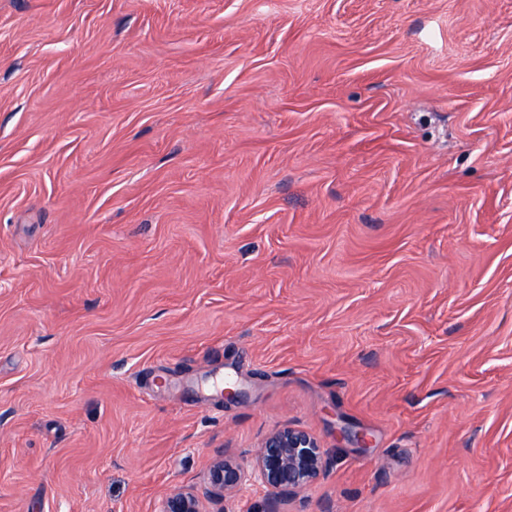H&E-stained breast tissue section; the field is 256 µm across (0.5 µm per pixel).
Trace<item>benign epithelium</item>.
<instances>
[{"mask_svg":"<svg viewBox=\"0 0 512 512\" xmlns=\"http://www.w3.org/2000/svg\"><path fill=\"white\" fill-rule=\"evenodd\" d=\"M338 437L367 448L370 438L342 426ZM326 465L325 451L310 433L285 425L268 434L260 443L252 462L245 466L220 455L207 474L204 493L181 488L169 493L158 512H205L202 498L224 501L248 486L260 485L272 492L294 491L315 480Z\"/></svg>","mask_w":512,"mask_h":512,"instance_id":"obj_1","label":"benign epithelium"}]
</instances>
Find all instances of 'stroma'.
Listing matches in <instances>:
<instances>
[{
	"mask_svg": "<svg viewBox=\"0 0 512 512\" xmlns=\"http://www.w3.org/2000/svg\"><path fill=\"white\" fill-rule=\"evenodd\" d=\"M285 425L227 512H512V0H0V512ZM325 451L310 433L285 425L268 434L245 466L219 455L207 474L203 495L181 488L169 493L158 512H205L202 498L224 501L247 486L294 491L315 480L326 465Z\"/></svg>",
	"mask_w": 512,
	"mask_h": 512,
	"instance_id": "35a3bbf8",
	"label": "stroma"
}]
</instances>
